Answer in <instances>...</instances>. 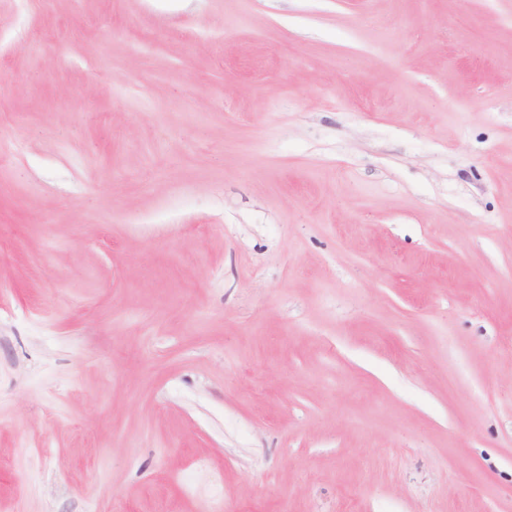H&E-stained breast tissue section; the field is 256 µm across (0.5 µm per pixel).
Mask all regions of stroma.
<instances>
[{"label": "stroma", "instance_id": "stroma-1", "mask_svg": "<svg viewBox=\"0 0 512 512\" xmlns=\"http://www.w3.org/2000/svg\"><path fill=\"white\" fill-rule=\"evenodd\" d=\"M512 512V0H0V512Z\"/></svg>", "mask_w": 512, "mask_h": 512}]
</instances>
